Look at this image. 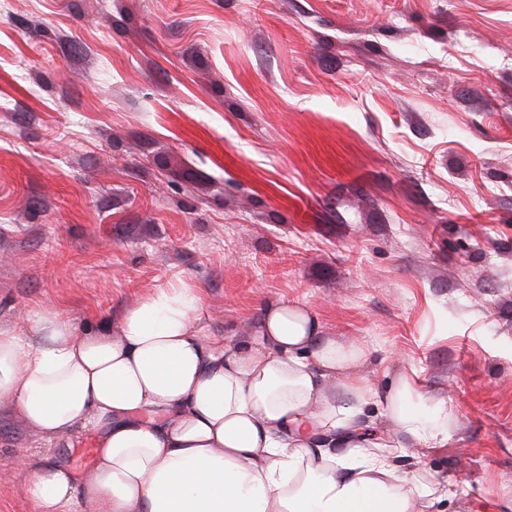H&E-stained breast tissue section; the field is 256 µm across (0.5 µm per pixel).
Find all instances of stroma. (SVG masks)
Listing matches in <instances>:
<instances>
[{"mask_svg":"<svg viewBox=\"0 0 512 512\" xmlns=\"http://www.w3.org/2000/svg\"><path fill=\"white\" fill-rule=\"evenodd\" d=\"M180 286L215 337L279 300L413 373L415 512H512V0H0V324ZM95 447L1 405L0 512ZM386 411L414 443L434 448L448 440V407L425 398L406 375L386 398Z\"/></svg>","mask_w":512,"mask_h":512,"instance_id":"1","label":"stroma"}]
</instances>
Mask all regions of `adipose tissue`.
Returning <instances> with one entry per match:
<instances>
[{
  "mask_svg": "<svg viewBox=\"0 0 512 512\" xmlns=\"http://www.w3.org/2000/svg\"><path fill=\"white\" fill-rule=\"evenodd\" d=\"M197 289H160L95 334L54 311L0 327V401L47 439L96 437L81 477L54 465L22 490L36 512H411L441 498L407 479L399 449L359 439L356 405L371 394L327 387L367 353L322 333L307 307L265 304L244 343L205 335ZM414 443L448 439V408L408 376L386 399Z\"/></svg>",
  "mask_w": 512,
  "mask_h": 512,
  "instance_id": "obj_1",
  "label": "adipose tissue"
}]
</instances>
